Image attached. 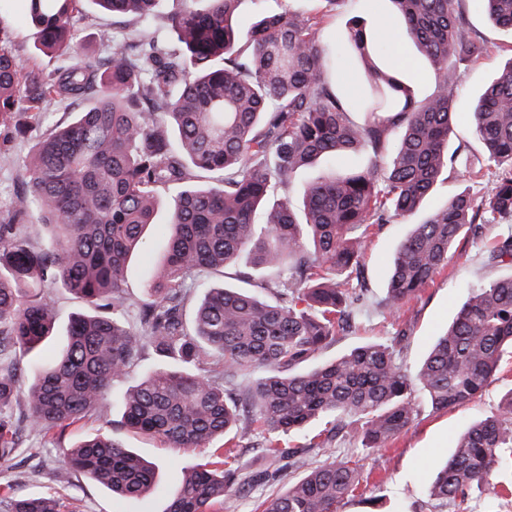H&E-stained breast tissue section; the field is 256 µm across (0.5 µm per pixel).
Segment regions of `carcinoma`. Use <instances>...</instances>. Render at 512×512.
Masks as SVG:
<instances>
[{
	"label": "carcinoma",
	"instance_id": "cac0c4a2",
	"mask_svg": "<svg viewBox=\"0 0 512 512\" xmlns=\"http://www.w3.org/2000/svg\"><path fill=\"white\" fill-rule=\"evenodd\" d=\"M25 2L38 50L63 64L51 78L24 70L0 36V128L25 136L56 99L85 108L38 141L25 190L0 211V461L26 432L60 435L90 416L112 423L109 390L130 379L149 351L162 364L127 386L121 426L173 448L210 452L182 475L165 512H219L244 435H262L268 456L304 468L348 418L361 422L364 448L388 445L418 418L416 386L435 411L483 392L504 347H512V275L474 289L413 372L398 361L396 341L298 370L350 325L369 295L351 273L374 226L415 216L444 174L489 188L477 198L462 192L411 224L380 306L397 312L457 243L512 223V61L472 103V134L485 162L472 164L451 143L457 65L488 53L469 27L465 0H389L387 26L350 29L346 47L370 96L361 124L327 78L317 14L263 16L243 33L233 23L240 0H187L170 20L172 38L132 29L96 58L73 43L85 0ZM158 2L93 0L143 23ZM481 2L494 25L512 31V0ZM389 31L403 34L434 67L429 98L417 99L393 63ZM393 129L400 137L391 144ZM355 151L368 156L365 169L313 177L301 187L299 209L286 196L270 204L299 169ZM199 173L214 181L192 184ZM175 188L164 261L147 279L133 327L128 263L145 244L159 195ZM33 213L48 240L33 238ZM244 251L261 273L253 289L205 286ZM488 259L512 264V234L493 238ZM56 286L85 309L71 319L64 346L39 360L54 321L37 289ZM197 289L204 290L199 299ZM194 301L189 322L184 312ZM255 369L263 375L241 385ZM316 420L326 424L322 433L302 445L288 442ZM67 460L131 503L156 484L155 465L106 432L71 446ZM507 467L512 391L497 414L459 436L426 496L462 506ZM360 480L357 461L334 459L266 499L262 512H336ZM10 512L60 508L51 496L18 493Z\"/></svg>",
	"mask_w": 512,
	"mask_h": 512
}]
</instances>
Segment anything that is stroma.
Listing matches in <instances>:
<instances>
[{
    "label": "stroma",
    "mask_w": 512,
    "mask_h": 512,
    "mask_svg": "<svg viewBox=\"0 0 512 512\" xmlns=\"http://www.w3.org/2000/svg\"><path fill=\"white\" fill-rule=\"evenodd\" d=\"M388 8L387 0H342L340 7L325 13L317 37L329 52L328 76L337 81L341 93L350 91L348 83L341 81V73L353 76L361 67L354 57L336 58L333 53L336 44L346 39L352 20L360 19L375 26ZM320 9L319 0H244L236 24L240 29H248L261 11H288L305 17ZM469 17L490 52L462 69L455 93L457 122L452 139L467 142L469 159L477 162L482 160L484 149L471 136L472 101L484 84L512 58V34L487 22L479 5H471ZM136 25L134 18L112 17L88 2L74 28L75 41L81 50L105 56L112 47L100 43V31L128 30ZM0 33L10 40L22 66L38 68L48 74L59 65V58L36 52L37 31L27 17L24 0H0ZM77 109V104L72 102H49L45 122L33 126L23 139L12 138L9 130H0V210L7 209L12 198L22 190L25 160L37 140L51 126L70 122ZM171 201V194L163 195L156 216L158 226L166 222ZM158 226L150 231L146 247L134 256L127 270L126 285L131 301H138L148 273L154 272L162 262L164 248ZM407 229L406 220L400 218L380 225L359 269L360 277L370 287L371 299L358 309L354 327L337 333L334 341L321 352V359L330 360L363 343L383 342L399 335L403 338L399 358L408 369H415L436 336L466 302L470 285L485 284L512 273L510 266L487 264L484 238L466 239L417 298L400 313H391L380 307L378 301L384 293L392 257ZM123 390V385L118 384L108 395L114 420L110 432L121 444L158 464L159 483L154 493L140 503L131 504L65 464V448L99 428V421L91 417L71 425L59 438L35 434L22 437L14 457L0 461V512H8L10 497L16 491L55 497L61 504V512H163L169 497L178 488L177 476L201 462L204 453L199 449L168 448L121 427ZM511 390L512 353L507 352L495 378L469 403L438 412L423 408L415 423L389 447L371 451L363 450L360 444L359 423H350L328 447L315 449L309 463L315 466L331 458L358 460L362 472L359 490L355 497L339 504L337 512H371L376 499L382 501L385 512H457L452 502L428 500L426 488L459 435L474 421L496 413L500 400ZM300 475V470L288 460L267 456L260 435L243 437L227 492L229 512H255L261 501L284 491Z\"/></svg>",
    "instance_id": "35a3bbf8"
}]
</instances>
